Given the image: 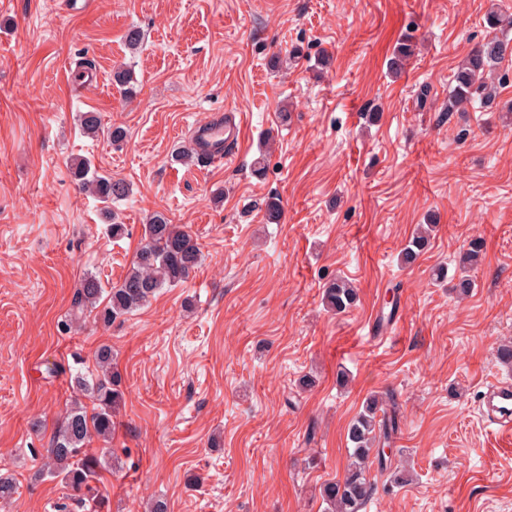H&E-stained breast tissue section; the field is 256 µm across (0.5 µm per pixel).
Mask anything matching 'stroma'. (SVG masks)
Segmentation results:
<instances>
[{
	"label": "stroma",
	"instance_id": "1",
	"mask_svg": "<svg viewBox=\"0 0 512 512\" xmlns=\"http://www.w3.org/2000/svg\"><path fill=\"white\" fill-rule=\"evenodd\" d=\"M493 11L512 14V0H0V473L20 484L5 512H58L70 497L35 472L71 374L103 344L125 392L119 462L101 470L111 512L151 498L168 512H325L321 488L342 476L371 396L395 400L399 429L363 512H512V446L477 408L486 386L512 381L495 358L512 336V81L447 111L453 72L496 34ZM406 35L415 54L396 74ZM119 67L131 98L112 83ZM240 108L245 146L218 164L174 161L197 125ZM88 110L125 139L84 135ZM82 156L129 183L112 206L126 236L79 191ZM157 211L189 227L200 267L110 326L61 334L83 276L122 280ZM419 224L437 230L403 266ZM337 276L358 292L340 314L322 304Z\"/></svg>",
	"mask_w": 512,
	"mask_h": 512
}]
</instances>
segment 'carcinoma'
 <instances>
[{
    "label": "carcinoma",
    "instance_id": "cac0c4a2",
    "mask_svg": "<svg viewBox=\"0 0 512 512\" xmlns=\"http://www.w3.org/2000/svg\"><path fill=\"white\" fill-rule=\"evenodd\" d=\"M505 51L504 43L496 38L472 50L452 76L454 85L448 97V111H463L477 99L486 104L491 102L495 89L486 82V75L500 70ZM79 121L83 131L94 137L105 130L96 112L80 113ZM105 131L114 142L125 138V130L119 126ZM71 170L79 187L105 204L109 219L112 218L111 205L129 195V184L124 179L98 173L86 159L74 160ZM432 229L431 224L418 226L400 251L403 264H414L427 250ZM200 261L201 250L191 233L157 212L144 225V242L125 277L107 288L97 276H85L73 295L71 313L59 326L69 333L75 322L93 311L98 321L108 326L140 309L159 289L185 282ZM356 299V288L342 278L332 279L324 286L322 302L331 312H346ZM70 385L74 391L88 396L93 407L89 409L74 402L67 408L47 449V462L38 469V475L56 478L72 490L76 508L81 512H104L107 496L95 487L102 461L89 452L88 445L94 438L110 442L114 418L124 405L121 376L112 367V347L99 346L95 353V370L89 374L75 373ZM397 427L396 410L383 409L376 397L365 402L347 429L352 452L344 475L323 485L321 495L328 512H361L374 493V485L367 477L372 459L385 461L381 439L389 438ZM17 491L14 478L0 475V504H9Z\"/></svg>",
    "mask_w": 512,
    "mask_h": 512
}]
</instances>
